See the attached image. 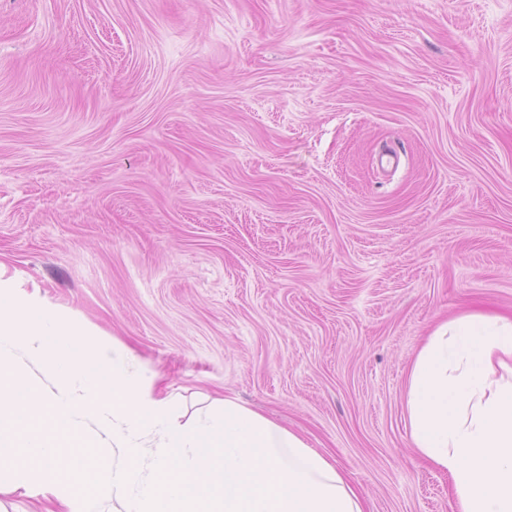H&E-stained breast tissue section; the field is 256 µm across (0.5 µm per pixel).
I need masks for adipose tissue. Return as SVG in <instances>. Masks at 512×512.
I'll return each instance as SVG.
<instances>
[{
	"label": "adipose tissue",
	"mask_w": 512,
	"mask_h": 512,
	"mask_svg": "<svg viewBox=\"0 0 512 512\" xmlns=\"http://www.w3.org/2000/svg\"><path fill=\"white\" fill-rule=\"evenodd\" d=\"M132 360L0 265V491L52 494L61 512H101L109 498L119 512H366L301 435L230 398L181 422ZM407 411L410 441L448 475L456 512H512V318L439 325L411 368ZM87 417L98 437H87Z\"/></svg>",
	"instance_id": "obj_1"
}]
</instances>
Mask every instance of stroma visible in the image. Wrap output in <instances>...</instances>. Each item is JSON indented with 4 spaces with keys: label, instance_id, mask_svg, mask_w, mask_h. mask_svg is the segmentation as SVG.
<instances>
[{
    "label": "stroma",
    "instance_id": "stroma-1",
    "mask_svg": "<svg viewBox=\"0 0 512 512\" xmlns=\"http://www.w3.org/2000/svg\"><path fill=\"white\" fill-rule=\"evenodd\" d=\"M0 263L184 419L454 512L408 374L512 316V0H0Z\"/></svg>",
    "mask_w": 512,
    "mask_h": 512
}]
</instances>
